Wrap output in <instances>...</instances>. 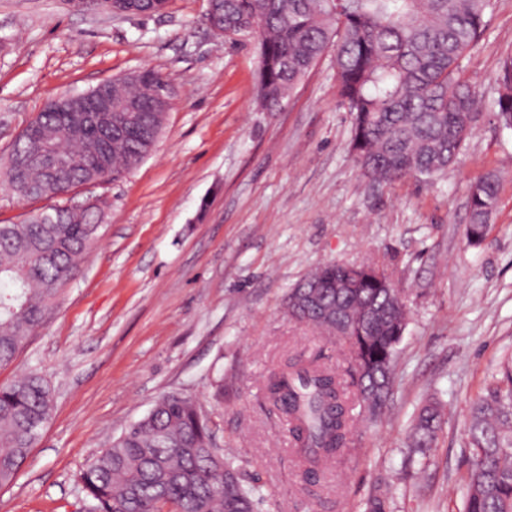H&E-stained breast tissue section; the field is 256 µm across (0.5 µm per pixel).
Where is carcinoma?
Here are the masks:
<instances>
[{
	"instance_id": "carcinoma-1",
	"label": "carcinoma",
	"mask_w": 512,
	"mask_h": 512,
	"mask_svg": "<svg viewBox=\"0 0 512 512\" xmlns=\"http://www.w3.org/2000/svg\"><path fill=\"white\" fill-rule=\"evenodd\" d=\"M491 0H224V30L259 44L257 100L277 110L333 50L339 96L353 115L351 149L377 183L447 174L477 121L479 102L463 61L485 28ZM495 111L512 129V55L502 65ZM97 116L47 104L0 157V181L22 200L53 199L87 184L116 181L149 155L165 116L143 103L122 134L91 127ZM100 164L84 157L90 146ZM492 171L468 190L466 238L479 245L497 209ZM61 224H0V367L9 365L100 239V209L55 206ZM288 315L347 346L360 406L380 417L393 390L408 311L384 266L326 263L288 292ZM472 405L463 512H512V365ZM270 402L288 421L305 478L327 470L353 440L354 404L336 373L289 358L266 379ZM53 411L36 372L0 386V487L11 484ZM437 403L413 420L411 444L429 448L441 430ZM93 512H261L266 495L216 447L197 402L159 398L151 411L101 449L79 474ZM375 491L365 512H388Z\"/></svg>"
}]
</instances>
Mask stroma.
<instances>
[{"label": "stroma", "mask_w": 512, "mask_h": 512, "mask_svg": "<svg viewBox=\"0 0 512 512\" xmlns=\"http://www.w3.org/2000/svg\"><path fill=\"white\" fill-rule=\"evenodd\" d=\"M207 0H170L151 16L99 4L0 0V153L53 98L141 69L175 89L154 150L122 179L76 192L99 200L101 238L0 385L36 372L54 411L0 512H89L78 475L161 396L193 398L217 447L267 492L263 512H359L372 488L390 512H461L473 400L512 357V129L493 116L512 52V0H491L465 59L481 114L447 176L380 185L351 150V115L325 55L273 112L256 101L257 44L214 35ZM500 200L469 245L468 189L489 171ZM375 260L409 310L384 414L358 417L347 455L305 485L265 380L313 359L351 388L333 341L284 313L311 268ZM444 423L410 454L429 399Z\"/></svg>", "instance_id": "1"}]
</instances>
